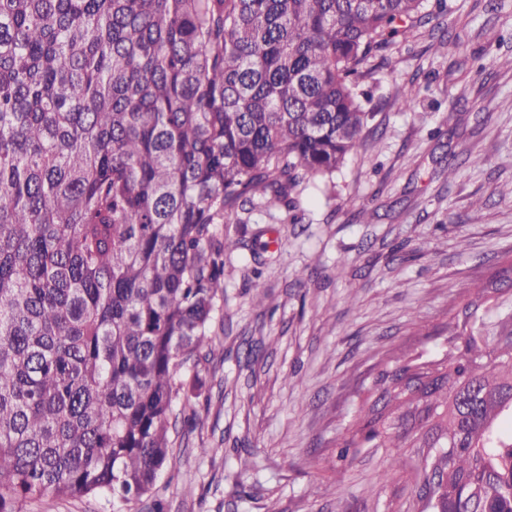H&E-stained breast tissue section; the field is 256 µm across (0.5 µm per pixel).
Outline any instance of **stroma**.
I'll use <instances>...</instances> for the list:
<instances>
[{
  "label": "stroma",
  "instance_id": "1",
  "mask_svg": "<svg viewBox=\"0 0 512 512\" xmlns=\"http://www.w3.org/2000/svg\"><path fill=\"white\" fill-rule=\"evenodd\" d=\"M447 0L390 46L366 85L375 114L337 172L309 188L299 223L253 213L217 225L240 239L224 256V296L200 365L196 428L171 432L172 462L134 512H408L416 449L363 442L358 426L381 370L442 361L448 312L512 259V0ZM447 37L454 47L435 54ZM492 47L483 71L471 56ZM415 87L410 110L398 91ZM458 171L449 176V157ZM480 156L484 165L473 166ZM374 217L356 219L360 209ZM276 238L270 250L256 241ZM266 297L253 299V281ZM212 447L202 456L201 445ZM23 512H113L111 499L48 493Z\"/></svg>",
  "mask_w": 512,
  "mask_h": 512
}]
</instances>
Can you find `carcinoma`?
Here are the masks:
<instances>
[{"label":"carcinoma","mask_w":512,"mask_h":512,"mask_svg":"<svg viewBox=\"0 0 512 512\" xmlns=\"http://www.w3.org/2000/svg\"><path fill=\"white\" fill-rule=\"evenodd\" d=\"M424 2L0 0V512L152 491L239 246L212 226L298 222ZM448 335L379 373L366 440L419 449L414 512H512V264Z\"/></svg>","instance_id":"cac0c4a2"}]
</instances>
